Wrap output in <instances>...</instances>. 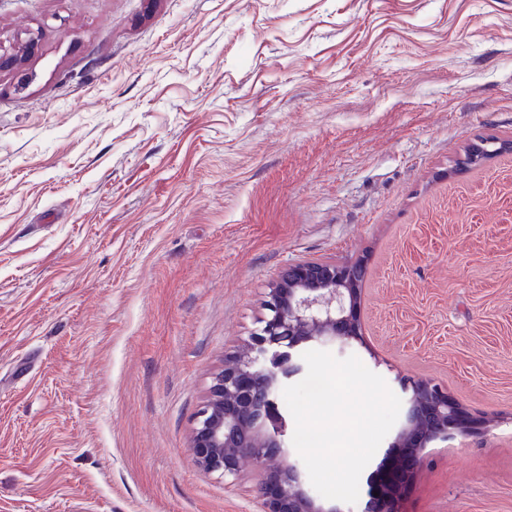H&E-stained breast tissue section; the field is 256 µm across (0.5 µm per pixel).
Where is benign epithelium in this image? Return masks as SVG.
I'll return each instance as SVG.
<instances>
[{"mask_svg":"<svg viewBox=\"0 0 512 512\" xmlns=\"http://www.w3.org/2000/svg\"><path fill=\"white\" fill-rule=\"evenodd\" d=\"M39 35L26 33L19 50L0 42V72L18 80L23 55L33 53ZM362 261H303L289 266L269 288L267 314L241 349L224 358L212 376L207 399L196 413L190 448L201 469L236 478L244 460L257 473L261 512H348L342 503L326 504L304 487L301 470L285 446L286 421L278 410L282 385L303 374L304 350L334 346L343 354L362 342L360 317ZM403 416L377 465L388 456L418 459L428 445L477 437L485 421H462L466 412L431 380H401ZM362 512H396L395 487L370 482Z\"/></svg>","mask_w":512,"mask_h":512,"instance_id":"obj_1","label":"benign epithelium"}]
</instances>
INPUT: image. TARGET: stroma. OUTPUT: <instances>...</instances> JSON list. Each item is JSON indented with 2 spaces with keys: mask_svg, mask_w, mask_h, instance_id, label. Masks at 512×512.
I'll list each match as a JSON object with an SVG mask.
<instances>
[{
  "mask_svg": "<svg viewBox=\"0 0 512 512\" xmlns=\"http://www.w3.org/2000/svg\"><path fill=\"white\" fill-rule=\"evenodd\" d=\"M0 512H258L189 448L288 266L490 429L400 512H512V0H0ZM500 152L458 167L472 143ZM38 44L39 34H35L32 31L26 33L25 43L21 49L14 50L12 45L7 47L0 42V72L4 70L16 71L18 80L24 81L27 74L20 70L21 58L23 54H32L37 49Z\"/></svg>",
  "mask_w": 512,
  "mask_h": 512,
  "instance_id": "1",
  "label": "stroma"
}]
</instances>
